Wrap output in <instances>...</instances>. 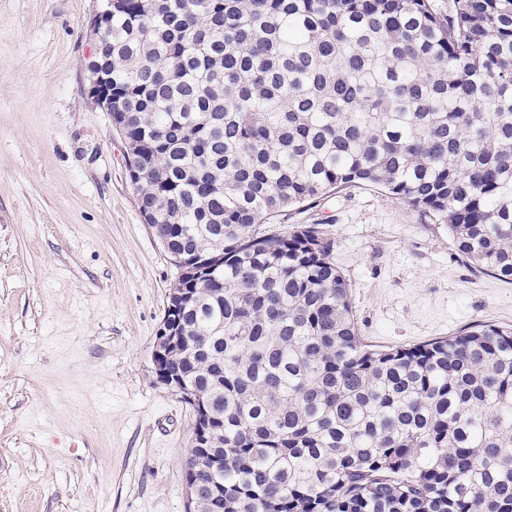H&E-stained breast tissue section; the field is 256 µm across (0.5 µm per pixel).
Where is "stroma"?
Listing matches in <instances>:
<instances>
[{"mask_svg":"<svg viewBox=\"0 0 512 512\" xmlns=\"http://www.w3.org/2000/svg\"><path fill=\"white\" fill-rule=\"evenodd\" d=\"M96 0H0V512H185L191 409L157 378L178 269L145 224L126 143L88 95ZM319 224L373 348L512 325V283L445 225L358 185Z\"/></svg>","mask_w":512,"mask_h":512,"instance_id":"35a3bbf8","label":"stroma"}]
</instances>
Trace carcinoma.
I'll use <instances>...</instances> for the list:
<instances>
[{"label": "carcinoma", "instance_id": "1", "mask_svg": "<svg viewBox=\"0 0 512 512\" xmlns=\"http://www.w3.org/2000/svg\"><path fill=\"white\" fill-rule=\"evenodd\" d=\"M100 49L153 235L213 258L166 319L200 512H512V327L372 349L322 225L263 229L379 187L512 281V0H112Z\"/></svg>", "mask_w": 512, "mask_h": 512}]
</instances>
